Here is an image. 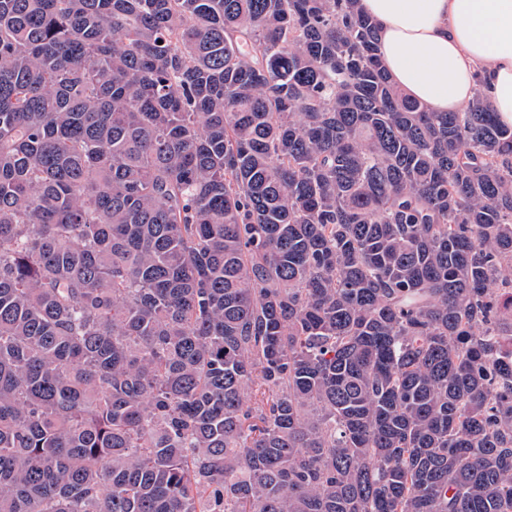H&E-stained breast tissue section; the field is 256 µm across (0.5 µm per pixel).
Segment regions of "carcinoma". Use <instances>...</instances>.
Listing matches in <instances>:
<instances>
[{
  "label": "carcinoma",
  "mask_w": 512,
  "mask_h": 512,
  "mask_svg": "<svg viewBox=\"0 0 512 512\" xmlns=\"http://www.w3.org/2000/svg\"><path fill=\"white\" fill-rule=\"evenodd\" d=\"M360 0H0V512H512V129Z\"/></svg>",
  "instance_id": "cac0c4a2"
}]
</instances>
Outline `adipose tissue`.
Here are the masks:
<instances>
[{
	"instance_id": "obj_1",
	"label": "adipose tissue",
	"mask_w": 512,
	"mask_h": 512,
	"mask_svg": "<svg viewBox=\"0 0 512 512\" xmlns=\"http://www.w3.org/2000/svg\"><path fill=\"white\" fill-rule=\"evenodd\" d=\"M390 79L434 112L466 111L482 88L512 127V0H361Z\"/></svg>"
}]
</instances>
